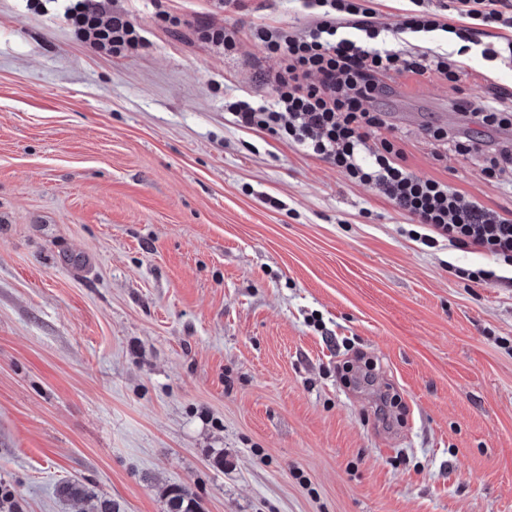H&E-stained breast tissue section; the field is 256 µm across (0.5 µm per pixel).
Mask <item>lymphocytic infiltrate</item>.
Returning a JSON list of instances; mask_svg holds the SVG:
<instances>
[{"instance_id":"obj_1","label":"lymphocytic infiltrate","mask_w":512,"mask_h":512,"mask_svg":"<svg viewBox=\"0 0 512 512\" xmlns=\"http://www.w3.org/2000/svg\"><path fill=\"white\" fill-rule=\"evenodd\" d=\"M411 2L391 24L379 21L370 0H302L304 28L255 26L254 39L279 60L276 98L270 104L236 98L226 108L237 127L286 140L350 182L376 189L409 217L414 225L409 235L422 245L445 241L484 253L491 267H458L454 273L475 284L494 281L499 268H512V219L443 180L411 171L401 138L378 103L398 76L461 79L463 60L439 46L410 47L409 35L441 31L480 44L484 27L512 28V0H451L447 13L430 9L425 0ZM63 9L74 37L94 52L131 53L145 41L116 0H63ZM456 107L476 123L512 126V107L504 96L466 97Z\"/></svg>"}]
</instances>
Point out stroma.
<instances>
[{"label": "stroma", "mask_w": 512, "mask_h": 512, "mask_svg": "<svg viewBox=\"0 0 512 512\" xmlns=\"http://www.w3.org/2000/svg\"><path fill=\"white\" fill-rule=\"evenodd\" d=\"M123 5L146 44L112 56L54 0H0V512H168L174 485L199 512H512V287L467 285L483 253L414 241L375 189L224 110L272 99L251 31L304 26L298 0ZM507 34L491 61L437 34L462 80L397 79L382 107L413 172L512 217L484 156L436 160L424 132L512 146L454 108L512 92ZM201 40L222 46L224 49L233 47L239 38V30L233 26H219L211 21H201L195 27Z\"/></svg>", "instance_id": "1"}]
</instances>
